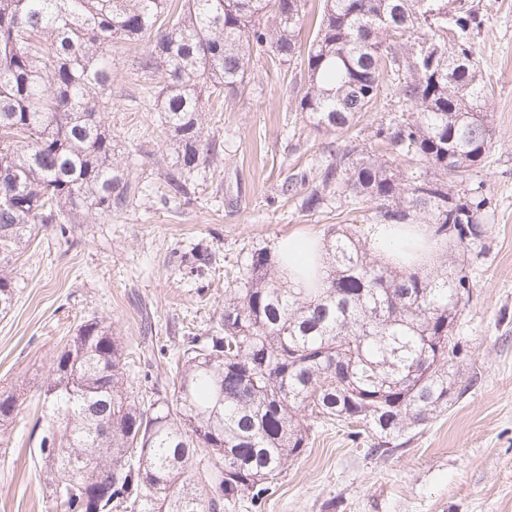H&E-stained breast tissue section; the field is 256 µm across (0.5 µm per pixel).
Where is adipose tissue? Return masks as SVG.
Returning a JSON list of instances; mask_svg holds the SVG:
<instances>
[{
    "mask_svg": "<svg viewBox=\"0 0 512 512\" xmlns=\"http://www.w3.org/2000/svg\"><path fill=\"white\" fill-rule=\"evenodd\" d=\"M372 248L388 258L426 256L433 241L420 224H377L370 237ZM281 270L288 280L300 288L313 285L325 266V249L314 235L298 234L282 238L277 244Z\"/></svg>",
    "mask_w": 512,
    "mask_h": 512,
    "instance_id": "obj_1",
    "label": "adipose tissue"
}]
</instances>
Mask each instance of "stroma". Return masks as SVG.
Returning a JSON list of instances; mask_svg holds the SVG:
<instances>
[{"label":"stroma","instance_id":"stroma-1","mask_svg":"<svg viewBox=\"0 0 512 512\" xmlns=\"http://www.w3.org/2000/svg\"><path fill=\"white\" fill-rule=\"evenodd\" d=\"M484 18L472 40L492 94L493 146L453 193L482 187L483 236L461 249L436 241L429 269L463 270L471 287L453 334L455 369L471 381L447 411L412 432L398 450L373 453V438L351 439L333 421L310 418L304 455L231 512H512V0H468ZM147 43L112 48V106L104 120L119 156L144 165L169 161L174 147L157 106L160 75L137 68ZM248 96L214 106L206 131L223 143L220 174H199L189 202L164 206L159 196L121 212H90L67 235L41 229L17 262L15 302L0 315V387L37 390L51 359L83 320L96 318L137 351L140 310L153 316L154 363L167 369L188 325L205 328L224 306L229 277L258 249L303 231L339 227L368 241V212L333 196L320 212L286 197L293 173H316L329 146H373L388 101L349 131L314 130L297 111L292 65L254 62ZM213 256L214 272L195 280L182 264L194 248ZM33 419L0 432V512H50V477L37 465Z\"/></svg>","mask_w":512,"mask_h":512}]
</instances>
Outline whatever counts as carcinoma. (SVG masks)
Listing matches in <instances>:
<instances>
[{"label":"carcinoma","mask_w":512,"mask_h":512,"mask_svg":"<svg viewBox=\"0 0 512 512\" xmlns=\"http://www.w3.org/2000/svg\"><path fill=\"white\" fill-rule=\"evenodd\" d=\"M0 0V313L15 300L14 257L39 226L122 211L144 190L136 162L115 157L103 115L112 45L148 41L138 61L159 73L162 123L175 160L157 168L164 200L190 195L193 173L222 164L204 132L210 98L250 86L252 59L300 65L299 111L317 130H349L391 91L400 115L374 132L405 174L376 150L336 149L301 198L308 212L332 194L378 224L436 225L466 244L483 233L479 188L454 197L493 144L491 90L473 56L478 11L448 0H323L302 51L307 0ZM317 288H297L258 250L232 281L204 333L187 332L175 373L133 389L122 337L82 321L52 359L37 402L46 414L38 462L65 512H224L275 479L309 445L316 415L370 433L376 452L461 398L470 383L448 363V327L469 294L446 267L396 270L346 232L330 230ZM27 388L0 391V427L25 417Z\"/></svg>","instance_id":"1"}]
</instances>
